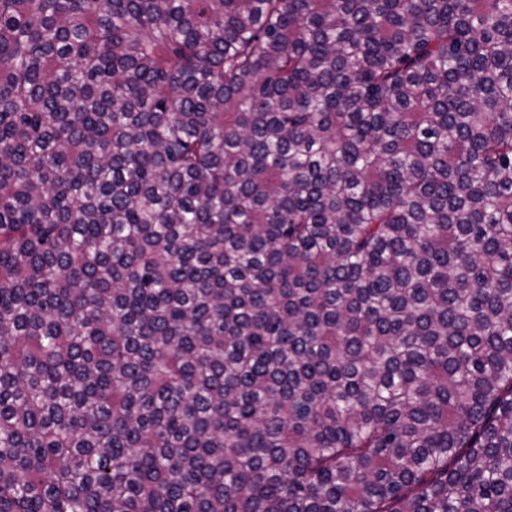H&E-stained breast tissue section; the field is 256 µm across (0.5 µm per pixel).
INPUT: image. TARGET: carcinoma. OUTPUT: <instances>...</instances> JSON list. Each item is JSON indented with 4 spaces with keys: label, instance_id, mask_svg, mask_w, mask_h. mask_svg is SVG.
<instances>
[{
    "label": "carcinoma",
    "instance_id": "cac0c4a2",
    "mask_svg": "<svg viewBox=\"0 0 512 512\" xmlns=\"http://www.w3.org/2000/svg\"><path fill=\"white\" fill-rule=\"evenodd\" d=\"M0 512H512V0H0Z\"/></svg>",
    "mask_w": 512,
    "mask_h": 512
}]
</instances>
